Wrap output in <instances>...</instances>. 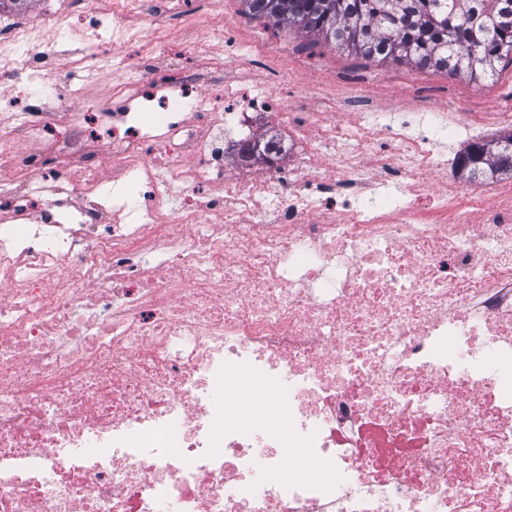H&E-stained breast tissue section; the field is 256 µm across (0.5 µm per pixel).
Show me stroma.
I'll use <instances>...</instances> for the list:
<instances>
[{
	"label": "stroma",
	"instance_id": "1",
	"mask_svg": "<svg viewBox=\"0 0 512 512\" xmlns=\"http://www.w3.org/2000/svg\"><path fill=\"white\" fill-rule=\"evenodd\" d=\"M190 17L163 12L143 27L138 45L125 48L131 64L142 56L155 57L170 77L205 70L218 64L245 71L248 80L240 95L254 88L270 91L285 111L296 112L312 104L329 118L342 120L346 110L339 101L345 80L377 94L376 111L444 112L485 126L486 139L503 135L495 114L512 105V65L495 79L475 85L467 77H450L405 64H379L325 45L320 39L288 26L272 27L243 14L240 0H187ZM233 28L237 44L233 55L224 53V30ZM288 46L285 56L274 46ZM292 75L282 83L281 71Z\"/></svg>",
	"mask_w": 512,
	"mask_h": 512
}]
</instances>
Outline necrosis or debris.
Masks as SVG:
<instances>
[{
    "label": "necrosis or debris",
    "mask_w": 512,
    "mask_h": 512,
    "mask_svg": "<svg viewBox=\"0 0 512 512\" xmlns=\"http://www.w3.org/2000/svg\"><path fill=\"white\" fill-rule=\"evenodd\" d=\"M164 5L54 32L114 37L123 69ZM42 26L0 52L24 101L0 118V512H512V375L485 362L512 358V200L450 180L454 114L348 87L336 123L140 66L92 128L98 59L55 96ZM273 115L330 167L228 175ZM250 379L272 413L248 422Z\"/></svg>",
    "instance_id": "necrosis-or-debris-1"
}]
</instances>
